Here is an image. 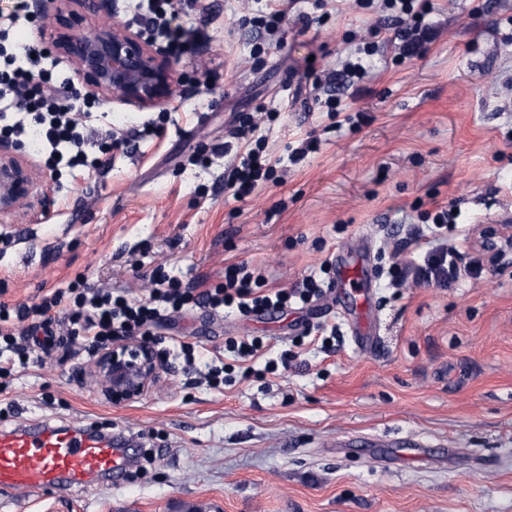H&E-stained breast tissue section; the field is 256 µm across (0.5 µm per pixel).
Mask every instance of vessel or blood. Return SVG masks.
I'll list each match as a JSON object with an SVG mask.
<instances>
[{
	"label": "vessel or blood",
	"mask_w": 512,
	"mask_h": 512,
	"mask_svg": "<svg viewBox=\"0 0 512 512\" xmlns=\"http://www.w3.org/2000/svg\"><path fill=\"white\" fill-rule=\"evenodd\" d=\"M126 450L109 435L41 425L0 431V490L73 492L120 473Z\"/></svg>",
	"instance_id": "obj_1"
}]
</instances>
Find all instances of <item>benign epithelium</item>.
<instances>
[{
	"mask_svg": "<svg viewBox=\"0 0 512 512\" xmlns=\"http://www.w3.org/2000/svg\"><path fill=\"white\" fill-rule=\"evenodd\" d=\"M49 4L54 5L56 26L48 45L73 62L87 92L112 95L139 109L162 107L169 102L177 82L176 63L163 49L122 25L76 29L79 10L106 11L110 0H35L38 11ZM33 196L37 214L49 217L54 204L51 190L35 191L23 147L0 140V215L13 213ZM163 370L165 366L153 348L142 341L114 344L100 351L91 363V373L105 395L118 404L139 399Z\"/></svg>",
	"mask_w": 512,
	"mask_h": 512,
	"instance_id": "7a95c632",
	"label": "benign epithelium"
}]
</instances>
